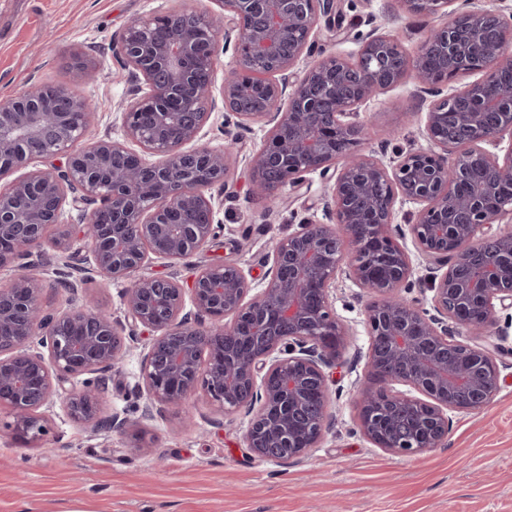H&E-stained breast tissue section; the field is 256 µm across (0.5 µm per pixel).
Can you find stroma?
Wrapping results in <instances>:
<instances>
[{
    "mask_svg": "<svg viewBox=\"0 0 512 512\" xmlns=\"http://www.w3.org/2000/svg\"><path fill=\"white\" fill-rule=\"evenodd\" d=\"M349 26L344 34L320 32L327 52L350 54L371 33L398 38L414 52L432 23L402 12L398 0H340ZM209 0H0V100L41 84H67L92 101L86 138L123 137L121 110L132 82L112 54V35L135 19L173 9L199 12ZM96 60L93 81L77 77L72 54ZM410 84L380 93L360 108L365 152L387 161L397 151L423 145L420 113L410 111ZM265 134L263 123L241 130L240 152L228 186H214L220 237L187 260H163L148 275L189 280L194 267L232 262L249 270L253 287L264 284L262 259L273 239L296 224L324 218L330 183L320 173L306 176L298 191H285L274 209L253 196L247 165ZM415 205H397L394 223L413 268L414 296L428 299V271L406 231ZM367 294L350 280L332 291L337 317L350 336L335 374L329 407L332 428L310 457L288 463L254 459L243 445L247 419L217 413L196 397L195 425L183 427L168 408L149 421L146 447H130L126 435L92 432L55 408L47 442L40 448L0 433V512H512V312L499 314L509 348L500 365L503 381L481 410L456 413L444 444L412 460L391 456L359 433L355 400L365 382L369 345L363 319ZM147 341L136 330L112 384L100 402L103 415L118 411L137 419L145 392L136 387Z\"/></svg>",
    "mask_w": 512,
    "mask_h": 512,
    "instance_id": "1",
    "label": "stroma"
}]
</instances>
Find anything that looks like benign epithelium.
<instances>
[{
	"label": "benign epithelium",
	"instance_id": "benign-epithelium-1",
	"mask_svg": "<svg viewBox=\"0 0 512 512\" xmlns=\"http://www.w3.org/2000/svg\"><path fill=\"white\" fill-rule=\"evenodd\" d=\"M209 16L172 10L134 20L112 36V54L135 79L121 112L125 141L78 146L88 104L66 85L45 84L0 102V266L17 274L0 287V416L24 446L49 433L47 412L64 409L93 431L136 441L139 425L197 394L226 415L250 416L243 441L269 462L301 460L331 429L330 373L349 330L332 309L340 273L370 297L364 305L367 385L357 425L374 447L420 457L447 440L451 414L486 406L501 386L498 313L512 308V12L468 0H399L419 18L443 17L414 54L386 34L353 55L329 53L296 76L315 48L319 22L332 32L337 0H212ZM233 65L215 90L219 35ZM462 74L478 78L449 92ZM413 80L410 101L433 100L426 145L389 163L360 152V106ZM224 108V147L201 144L212 111ZM268 126L248 158L252 194L276 203L305 175H331L326 223L304 221L276 239L265 285L252 291L233 264L200 270L186 284L138 275L159 259L188 257L222 225L209 192L234 154L232 128ZM64 159L50 168L37 159ZM419 206L409 233L431 265V297H407L412 266L393 225L395 206ZM82 224H63L66 208ZM90 255L98 288L121 282L123 317L92 302L48 309L32 273L49 245ZM190 296L203 328L184 312ZM479 307L482 320L470 311ZM150 332L139 386L140 420L100 401L125 354V332Z\"/></svg>",
	"mask_w": 512,
	"mask_h": 512
}]
</instances>
